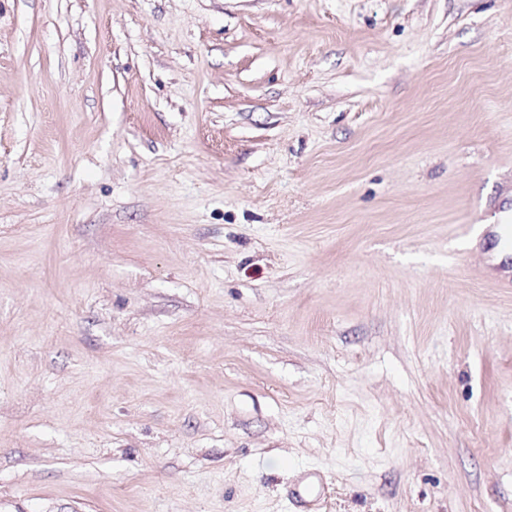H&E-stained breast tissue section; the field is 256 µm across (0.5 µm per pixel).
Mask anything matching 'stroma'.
Returning a JSON list of instances; mask_svg holds the SVG:
<instances>
[{
    "label": "stroma",
    "instance_id": "35a3bbf8",
    "mask_svg": "<svg viewBox=\"0 0 512 512\" xmlns=\"http://www.w3.org/2000/svg\"><path fill=\"white\" fill-rule=\"evenodd\" d=\"M510 217L512 0H0V512H512Z\"/></svg>",
    "mask_w": 512,
    "mask_h": 512
}]
</instances>
